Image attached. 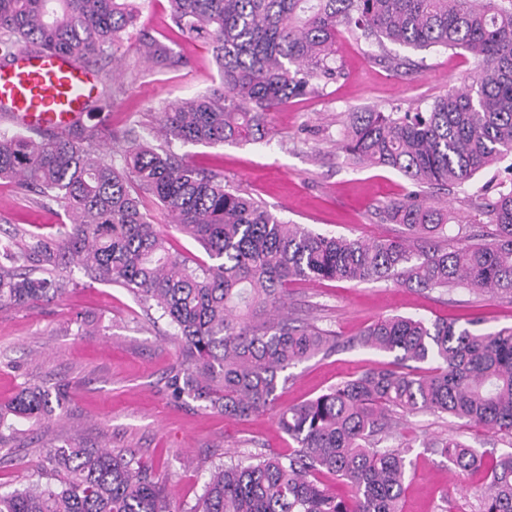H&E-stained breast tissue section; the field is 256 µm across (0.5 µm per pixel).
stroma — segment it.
I'll list each match as a JSON object with an SVG mask.
<instances>
[{
  "label": "stroma",
  "mask_w": 512,
  "mask_h": 512,
  "mask_svg": "<svg viewBox=\"0 0 512 512\" xmlns=\"http://www.w3.org/2000/svg\"><path fill=\"white\" fill-rule=\"evenodd\" d=\"M168 0H143L134 38L159 39L187 63L163 68L122 46L121 73L112 77V107L92 115L103 143L114 152L128 139L159 146V110L219 83L207 45L185 40L168 29ZM381 49L358 35L341 32L339 60L345 75L321 93L294 98L270 113L259 142L218 146L173 143L186 162L223 177L230 188L265 204L285 221L326 235L349 238L397 236L402 228L386 222L383 208L406 192L419 191L427 202L447 203L476 226L471 199L512 171L502 161L447 192L413 188L397 171L354 163L339 141L354 112L426 108L467 82L474 60L465 51L413 50L390 46L391 55L408 58L409 69L381 63ZM66 217L57 207L43 208L13 182L0 180V230L12 227L54 232ZM78 287L60 299L26 308L0 309V405L12 402L26 386L62 389L64 400L51 414L21 423L9 455L0 458V490L31 481L46 448L77 437L95 448L134 452L166 490L173 512H188L201 496L211 470L230 461L291 453L294 442L277 424L276 412L315 398L365 370L392 361V354L362 347L318 355L288 369V383L274 409L246 419L205 409L203 403L173 400L166 387L173 366L183 358L174 328L158 311L147 309L126 289L107 286L75 272ZM288 310L346 340L371 321L403 315L445 318L465 323L481 318L487 330L512 326V299H489L467 289L407 288L390 282L361 284L294 281ZM455 431L471 446L492 454L507 452L506 439L480 426L458 427L448 416L408 417L391 446L414 440L407 455L402 512H474L475 492L484 473L458 476L443 458L422 448L424 440Z\"/></svg>",
  "instance_id": "1"
}]
</instances>
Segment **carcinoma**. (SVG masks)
Instances as JSON below:
<instances>
[{"label": "carcinoma", "instance_id": "carcinoma-1", "mask_svg": "<svg viewBox=\"0 0 512 512\" xmlns=\"http://www.w3.org/2000/svg\"><path fill=\"white\" fill-rule=\"evenodd\" d=\"M173 25L211 47L221 85L165 107V140L218 145L262 136L268 112L344 76L341 29L413 50L469 52L472 82L414 112H354L342 149L413 184L455 189L512 157V0H169ZM139 11L133 0H0V61L18 49L69 55L89 65L115 56ZM137 52L165 68L186 60L149 38ZM101 74L87 113L112 108ZM0 179L68 223L52 234L16 228L0 237V308L59 298L90 280L127 289L161 311L185 359L167 382L179 401H202L248 418L277 400L289 368L340 347L339 340L283 314L288 283L392 281L410 288L463 287L512 298V181L472 202L493 229L477 233L446 206L408 192L384 207L399 237L348 239L288 224L224 179L171 150L134 143L115 162L95 125L76 122L34 138L0 135ZM169 224L211 263L167 246ZM458 224L461 243L443 244ZM388 316L353 342L394 354L327 392L279 411L293 454L216 466L187 512H401L406 449L384 445L403 419L448 415L512 440V327ZM60 392L29 387L0 408V447L15 425L48 415ZM458 475L486 471L475 512H512V451L488 456L450 434L423 442ZM344 481L349 494L316 474ZM0 512H172L165 490L131 452L78 440L45 451L37 479L0 493Z\"/></svg>", "mask_w": 512, "mask_h": 512}]
</instances>
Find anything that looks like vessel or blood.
Wrapping results in <instances>:
<instances>
[{"label":"vessel or blood","mask_w":512,"mask_h":512,"mask_svg":"<svg viewBox=\"0 0 512 512\" xmlns=\"http://www.w3.org/2000/svg\"><path fill=\"white\" fill-rule=\"evenodd\" d=\"M98 92L93 72L65 55L20 49L0 65V116L32 131L67 126Z\"/></svg>","instance_id":"vessel-or-blood-1"}]
</instances>
